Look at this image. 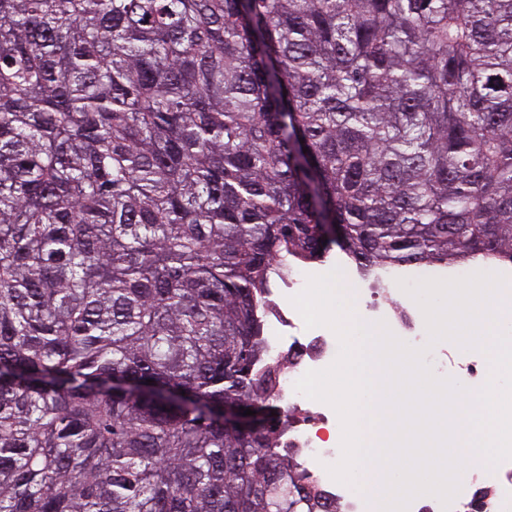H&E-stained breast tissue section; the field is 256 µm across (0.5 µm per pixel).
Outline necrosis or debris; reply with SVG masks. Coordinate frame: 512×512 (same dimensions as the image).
I'll return each instance as SVG.
<instances>
[{
  "mask_svg": "<svg viewBox=\"0 0 512 512\" xmlns=\"http://www.w3.org/2000/svg\"><path fill=\"white\" fill-rule=\"evenodd\" d=\"M347 276L357 282L364 297L361 317L385 322L392 333L420 340L426 321L421 310L408 308L396 298L398 280L408 278L410 269L362 271L352 262L341 261ZM315 268L284 260L277 285L269 289L262 306L264 344L267 361L285 359L275 377V395L289 423L281 437L282 447L292 449L299 463L316 478L325 499L335 512H365L364 496L352 487L334 481L328 474L341 453L342 428L334 409L298 393L294 385L307 371L329 367L337 357L338 338L325 326L306 328L291 302L306 286ZM507 463L488 470L485 463L468 465L464 486L455 498L458 512H474L481 493H489L491 506L486 512H512V484L502 479Z\"/></svg>",
  "mask_w": 512,
  "mask_h": 512,
  "instance_id": "1",
  "label": "necrosis or debris"
}]
</instances>
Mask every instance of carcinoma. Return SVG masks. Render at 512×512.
Returning <instances> with one entry per match:
<instances>
[{
  "label": "carcinoma",
  "mask_w": 512,
  "mask_h": 512,
  "mask_svg": "<svg viewBox=\"0 0 512 512\" xmlns=\"http://www.w3.org/2000/svg\"><path fill=\"white\" fill-rule=\"evenodd\" d=\"M336 241L512 264V0H0V512H320L224 408Z\"/></svg>",
  "instance_id": "obj_1"
}]
</instances>
